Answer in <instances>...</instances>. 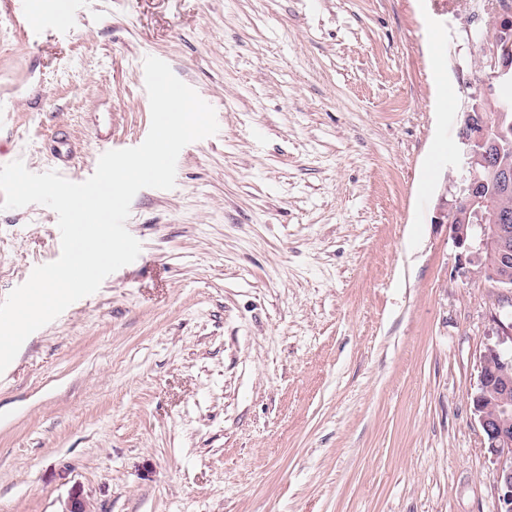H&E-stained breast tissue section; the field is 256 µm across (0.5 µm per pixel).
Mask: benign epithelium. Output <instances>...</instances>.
<instances>
[{
  "instance_id": "7a95c632",
  "label": "benign epithelium",
  "mask_w": 512,
  "mask_h": 512,
  "mask_svg": "<svg viewBox=\"0 0 512 512\" xmlns=\"http://www.w3.org/2000/svg\"><path fill=\"white\" fill-rule=\"evenodd\" d=\"M492 14V31L481 41V68L487 79L506 89L512 85V3L498 0ZM481 104L480 95H471V104L459 116L460 150L452 178L455 200L440 213L438 223L448 225L459 249V263L468 267V273L512 289L508 269L512 210L491 203L485 193L489 176L497 180L503 194L512 191V166L503 159L512 120L507 107H493L496 115L490 117ZM497 336L482 355L479 381L470 399L482 432V448L496 464L497 512H512V355L501 348L512 342V321H498Z\"/></svg>"
}]
</instances>
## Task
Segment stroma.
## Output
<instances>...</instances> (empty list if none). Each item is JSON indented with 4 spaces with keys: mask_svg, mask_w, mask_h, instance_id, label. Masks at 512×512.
Here are the masks:
<instances>
[{
    "mask_svg": "<svg viewBox=\"0 0 512 512\" xmlns=\"http://www.w3.org/2000/svg\"><path fill=\"white\" fill-rule=\"evenodd\" d=\"M484 0H0V166L140 145L154 56L216 112L139 257L0 373V512H497L470 404L503 289L461 273L458 116L496 96ZM0 210V302L61 254Z\"/></svg>",
    "mask_w": 512,
    "mask_h": 512,
    "instance_id": "35a3bbf8",
    "label": "stroma"
}]
</instances>
